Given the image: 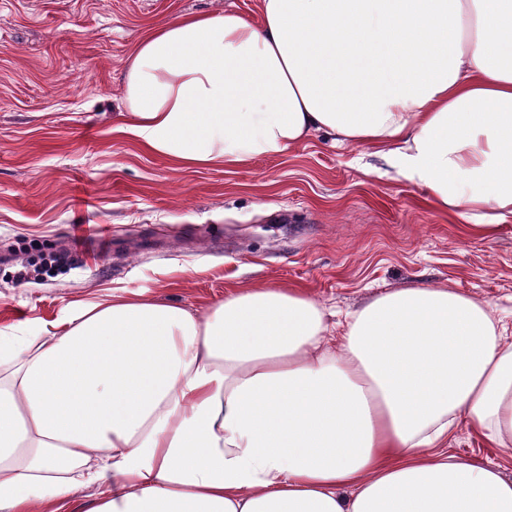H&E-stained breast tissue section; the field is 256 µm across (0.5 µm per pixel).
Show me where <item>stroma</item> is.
Segmentation results:
<instances>
[{
  "label": "stroma",
  "instance_id": "35a3bbf8",
  "mask_svg": "<svg viewBox=\"0 0 512 512\" xmlns=\"http://www.w3.org/2000/svg\"><path fill=\"white\" fill-rule=\"evenodd\" d=\"M260 2L0 0V327L49 323L115 289L204 312L270 284L340 315L395 289L448 287L512 327V216L484 233L389 171L375 147L322 131L247 166L180 168L121 130L142 37L198 12L256 20ZM93 225L110 243H85ZM62 251L66 264L46 269ZM446 449L512 477V449L468 424Z\"/></svg>",
  "mask_w": 512,
  "mask_h": 512
}]
</instances>
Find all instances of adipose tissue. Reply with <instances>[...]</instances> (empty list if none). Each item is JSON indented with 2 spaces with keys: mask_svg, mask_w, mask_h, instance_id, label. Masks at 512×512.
Listing matches in <instances>:
<instances>
[{
  "mask_svg": "<svg viewBox=\"0 0 512 512\" xmlns=\"http://www.w3.org/2000/svg\"><path fill=\"white\" fill-rule=\"evenodd\" d=\"M123 83L122 129L177 166L324 131L462 218L512 215V0L186 15L139 41ZM329 333L281 286L203 313L115 290L1 328L0 512H512L497 466L439 450L463 422L512 446V345L488 303L400 288Z\"/></svg>",
  "mask_w": 512,
  "mask_h": 512,
  "instance_id": "1",
  "label": "adipose tissue"
}]
</instances>
